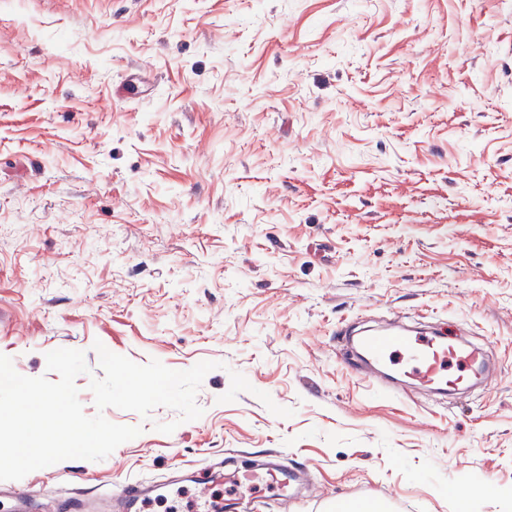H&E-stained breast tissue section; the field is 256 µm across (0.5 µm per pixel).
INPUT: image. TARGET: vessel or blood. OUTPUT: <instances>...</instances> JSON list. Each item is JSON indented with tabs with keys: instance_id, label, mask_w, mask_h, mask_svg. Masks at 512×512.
I'll return each mask as SVG.
<instances>
[{
	"instance_id": "b4317fda",
	"label": "vessel or blood",
	"mask_w": 512,
	"mask_h": 512,
	"mask_svg": "<svg viewBox=\"0 0 512 512\" xmlns=\"http://www.w3.org/2000/svg\"><path fill=\"white\" fill-rule=\"evenodd\" d=\"M357 347L371 366L367 379L377 387L393 383L396 394L403 397L422 389L451 394L467 391L480 382L486 365L482 348L410 331L398 314L386 328L359 338ZM193 484L192 512H227L231 503L244 499L261 508L270 499L288 506L314 498L309 470L289 468L271 454L248 468L225 466L220 476L198 473ZM155 492V487L140 482H124L114 486L109 498L122 512H148Z\"/></svg>"
}]
</instances>
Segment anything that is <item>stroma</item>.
<instances>
[{"label":"stroma","mask_w":512,"mask_h":512,"mask_svg":"<svg viewBox=\"0 0 512 512\" xmlns=\"http://www.w3.org/2000/svg\"><path fill=\"white\" fill-rule=\"evenodd\" d=\"M393 311L456 324L494 376L370 386L341 337ZM97 341L217 362L202 416L106 408L141 434L0 512L269 452L318 487L288 512H512V0H0V354L54 381L47 353L83 351L92 416ZM234 371L253 390L220 402Z\"/></svg>","instance_id":"35a3bbf8"}]
</instances>
